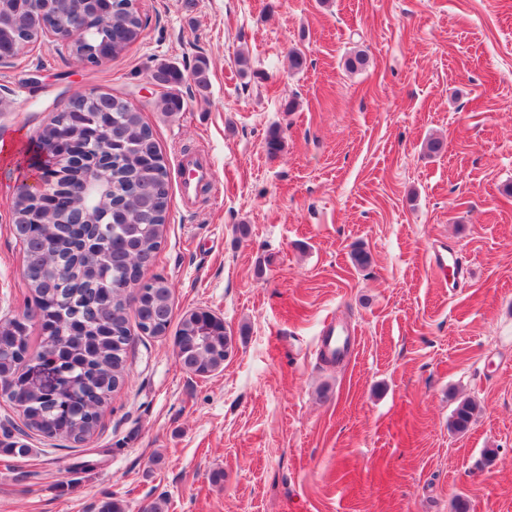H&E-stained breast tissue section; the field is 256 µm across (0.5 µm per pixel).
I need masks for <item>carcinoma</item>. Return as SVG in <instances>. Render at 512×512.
<instances>
[{
	"label": "carcinoma",
	"mask_w": 512,
	"mask_h": 512,
	"mask_svg": "<svg viewBox=\"0 0 512 512\" xmlns=\"http://www.w3.org/2000/svg\"><path fill=\"white\" fill-rule=\"evenodd\" d=\"M73 0H0V49L20 54L46 31L62 26ZM106 24L90 25L68 42L70 53L89 60L105 47L113 55L125 51L141 30L135 0L101 4ZM161 85L182 81L180 70L163 66L154 74ZM71 147L57 157L54 214L41 218L34 198L21 192L13 201V224L23 246L22 278L31 305L22 321L0 332V397L17 408L25 430L51 441L83 444L99 427L101 415L123 381L127 348L133 337L128 310L146 336H161L172 315L171 290L154 277L131 304V283L143 279L159 250L169 206V173L149 125L128 102L107 95L88 100L77 93L39 132L36 146L48 147L62 135ZM95 164L101 189L92 204L72 196L86 169ZM39 343L32 344L33 330ZM178 363L195 375L201 365L224 359L230 339L224 321L183 317L176 332ZM53 361L73 380V393H45L25 378L27 359ZM477 410L466 398L452 413L457 431L468 429Z\"/></svg>",
	"instance_id": "cac0c4a2"
}]
</instances>
